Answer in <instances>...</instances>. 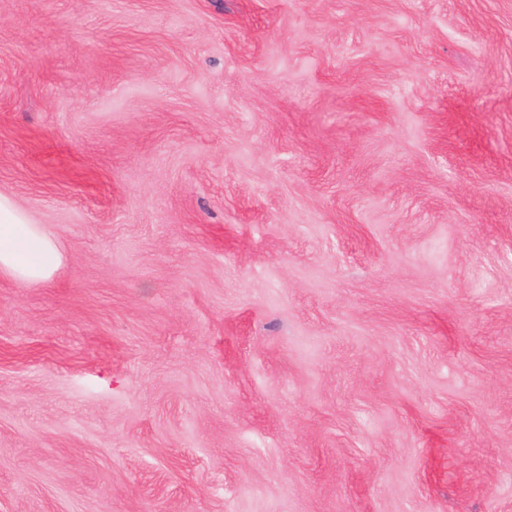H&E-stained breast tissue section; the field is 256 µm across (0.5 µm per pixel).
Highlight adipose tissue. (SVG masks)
Returning a JSON list of instances; mask_svg holds the SVG:
<instances>
[{"label": "adipose tissue", "instance_id": "1", "mask_svg": "<svg viewBox=\"0 0 512 512\" xmlns=\"http://www.w3.org/2000/svg\"><path fill=\"white\" fill-rule=\"evenodd\" d=\"M62 260L54 232L34 223L13 195L0 191V275L23 283L44 282Z\"/></svg>", "mask_w": 512, "mask_h": 512}]
</instances>
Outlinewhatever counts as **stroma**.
Returning <instances> with one entry per match:
<instances>
[{
	"mask_svg": "<svg viewBox=\"0 0 512 512\" xmlns=\"http://www.w3.org/2000/svg\"><path fill=\"white\" fill-rule=\"evenodd\" d=\"M0 512H512V0H0ZM62 260L54 232L36 224L7 191H0V275L23 283L44 282Z\"/></svg>",
	"mask_w": 512,
	"mask_h": 512,
	"instance_id": "stroma-1",
	"label": "stroma"
}]
</instances>
